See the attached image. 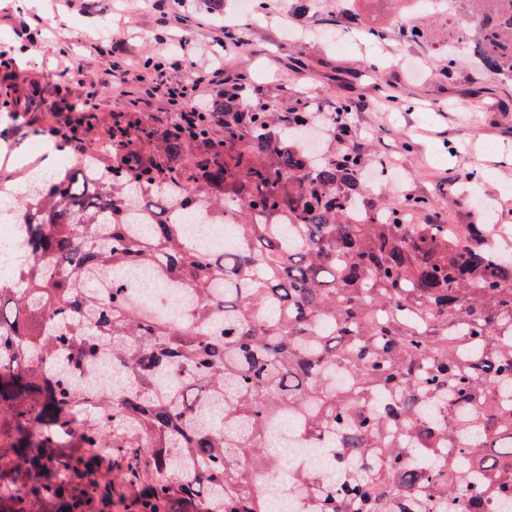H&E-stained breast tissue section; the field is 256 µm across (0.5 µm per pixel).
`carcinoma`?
<instances>
[{
    "label": "carcinoma",
    "instance_id": "carcinoma-1",
    "mask_svg": "<svg viewBox=\"0 0 512 512\" xmlns=\"http://www.w3.org/2000/svg\"><path fill=\"white\" fill-rule=\"evenodd\" d=\"M399 27L464 38L512 84V0H460ZM305 98L259 89L210 101L194 136L116 120L133 164L14 191L27 224L0 279V512H93L104 456L147 481L123 512H276L261 472L285 428L336 468L290 470L292 512H492L512 500V257L444 222L425 198L376 199L343 133L311 148ZM185 217L209 208L238 242L205 252ZM129 266L193 299L171 321L113 281ZM112 364V390L89 392ZM105 448L107 452L100 453Z\"/></svg>",
    "mask_w": 512,
    "mask_h": 512
}]
</instances>
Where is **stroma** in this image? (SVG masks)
<instances>
[{
  "mask_svg": "<svg viewBox=\"0 0 512 512\" xmlns=\"http://www.w3.org/2000/svg\"><path fill=\"white\" fill-rule=\"evenodd\" d=\"M237 2L224 0V14L245 24L249 45L246 53L225 55V75L246 74L279 101L307 97L324 113L335 111L338 99H366L367 108L348 120L358 143L399 173L390 195L432 204L413 213L411 223L495 224L512 236L511 86L480 76L464 56L449 69L435 47L401 41L395 18L407 11L406 0H354L364 23L385 32L383 40L367 44L348 29L336 0H311L302 17L291 0H273L258 22L238 14ZM203 7V0H182L173 10L159 0H32L21 10L17 0H0V52L17 61V91L38 92L42 116L92 99L90 133L105 141L118 114L165 121L172 109L159 96L129 107L111 86L97 84L96 74L118 52L136 63L169 59L168 82L188 80L190 67L178 60L181 44L190 43L195 65L205 66L220 35L217 22L191 29L180 24V17ZM334 16L349 42L340 51L322 36ZM25 46L35 57H22ZM369 59L378 62V72L365 69ZM471 170L482 174L480 185L464 180Z\"/></svg>",
  "mask_w": 512,
  "mask_h": 512,
  "instance_id": "stroma-1",
  "label": "stroma"
}]
</instances>
